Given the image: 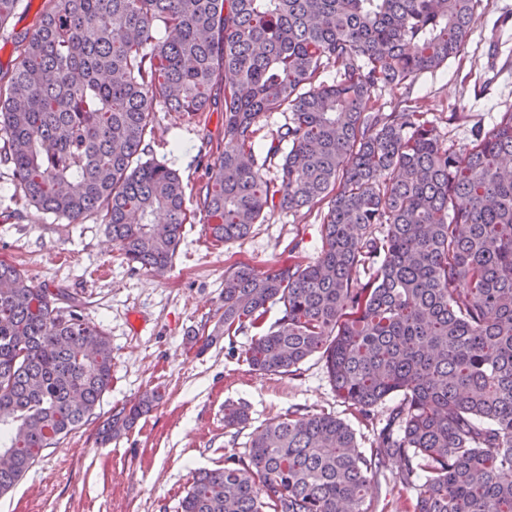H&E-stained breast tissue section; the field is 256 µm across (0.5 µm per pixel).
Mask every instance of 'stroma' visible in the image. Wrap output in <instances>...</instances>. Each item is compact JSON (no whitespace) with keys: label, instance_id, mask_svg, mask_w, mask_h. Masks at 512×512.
Returning <instances> with one entry per match:
<instances>
[{"label":"stroma","instance_id":"35a3bbf8","mask_svg":"<svg viewBox=\"0 0 512 512\" xmlns=\"http://www.w3.org/2000/svg\"><path fill=\"white\" fill-rule=\"evenodd\" d=\"M42 3L23 0L0 30L1 80L18 67L15 38L34 29ZM477 14L456 57L413 82L375 90L374 107L388 112L408 104L427 113L444 144L457 149L512 111V0H480ZM223 135L219 104L197 121L156 115L147 157L179 173L191 211L173 266L161 278L127 262L101 215L71 224L27 205L0 163V259L20 264L34 285L79 299L112 343V385L94 417L43 451L0 497V512H181L196 471L244 453L258 426L296 408L335 415L352 427L360 447L374 441L372 424L337 399L320 356L291 373L261 375L245 360L250 336L221 337L202 352L191 346L195 332L212 330L222 311L229 265L243 262L262 274L292 256L313 261L322 246L321 206L270 213L238 241L212 239L196 200ZM102 265L110 274L94 276ZM153 389L163 398L151 413L112 441L98 442L104 421ZM228 404L245 405L248 422L225 427ZM398 470V461H389L369 486L367 500L382 512H403L413 497L396 482Z\"/></svg>","mask_w":512,"mask_h":512}]
</instances>
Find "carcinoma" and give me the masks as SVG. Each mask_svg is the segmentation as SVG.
<instances>
[{
	"label": "carcinoma",
	"instance_id": "cac0c4a2",
	"mask_svg": "<svg viewBox=\"0 0 512 512\" xmlns=\"http://www.w3.org/2000/svg\"><path fill=\"white\" fill-rule=\"evenodd\" d=\"M477 2L44 0L21 39L0 84V162L28 205L71 224L100 213L129 263L167 270L185 188L141 161L145 139L163 109L200 118L224 79V149L197 203L211 237L243 239L278 209L327 212L315 261L225 270L224 309L199 351L252 331L245 357L260 374L319 354L361 418L398 396L368 449L329 413L262 424L247 453L193 476L181 512H373L367 483L393 459L413 491L407 512H512V111L456 150L424 113L371 105L378 87L456 56ZM270 112L288 122L260 162ZM270 304L281 316L268 326ZM111 383L110 340L82 303L0 259V497ZM160 400L144 393L100 441ZM247 421L244 406L225 407V426Z\"/></svg>",
	"mask_w": 512,
	"mask_h": 512
}]
</instances>
